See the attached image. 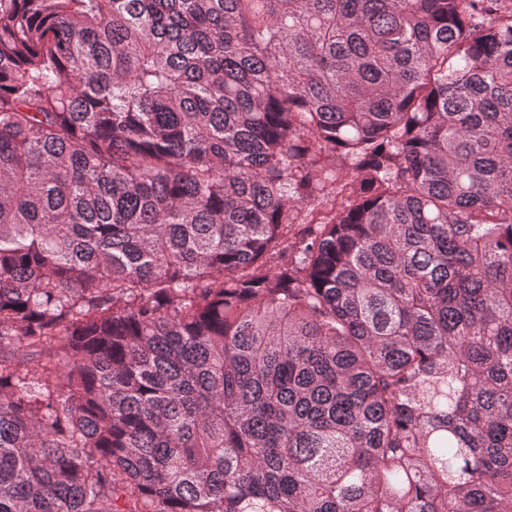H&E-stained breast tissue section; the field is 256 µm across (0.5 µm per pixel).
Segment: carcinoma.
Segmentation results:
<instances>
[{"mask_svg":"<svg viewBox=\"0 0 512 512\" xmlns=\"http://www.w3.org/2000/svg\"><path fill=\"white\" fill-rule=\"evenodd\" d=\"M0 512H512V0H0Z\"/></svg>","mask_w":512,"mask_h":512,"instance_id":"cac0c4a2","label":"carcinoma"}]
</instances>
